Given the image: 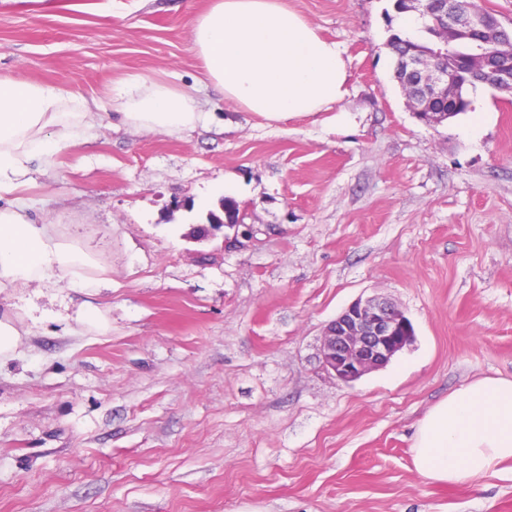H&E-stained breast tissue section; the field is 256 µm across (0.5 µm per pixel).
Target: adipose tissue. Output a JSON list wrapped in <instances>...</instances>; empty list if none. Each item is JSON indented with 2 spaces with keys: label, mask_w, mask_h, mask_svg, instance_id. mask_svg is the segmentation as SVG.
Segmentation results:
<instances>
[{
  "label": "adipose tissue",
  "mask_w": 512,
  "mask_h": 512,
  "mask_svg": "<svg viewBox=\"0 0 512 512\" xmlns=\"http://www.w3.org/2000/svg\"><path fill=\"white\" fill-rule=\"evenodd\" d=\"M195 53L225 100L268 121L328 111L347 93L340 43L323 37L284 0H214L190 20ZM112 102L137 130L172 132L209 121L193 95L132 74ZM81 97L0 75V290L54 273L77 275L94 260L52 225L33 223L19 188L66 146L93 137ZM417 472L435 483L471 482L512 460V379L486 377L433 405L413 438Z\"/></svg>",
  "instance_id": "adipose-tissue-1"
}]
</instances>
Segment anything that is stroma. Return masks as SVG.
Returning a JSON list of instances; mask_svg holds the SVG:
<instances>
[{
    "mask_svg": "<svg viewBox=\"0 0 512 512\" xmlns=\"http://www.w3.org/2000/svg\"><path fill=\"white\" fill-rule=\"evenodd\" d=\"M76 2L0 0V74L103 113L19 194L105 280L0 293L23 330L0 361V512H512L511 462L439 486L411 448L448 392L512 378V96L477 87L426 126L395 77L393 0H288L341 43L348 93L270 123L201 74L190 20L212 0ZM130 74L217 123L124 127L111 91ZM225 196L253 231L231 247L232 229L196 232ZM373 295L415 340L338 382L323 329Z\"/></svg>",
    "mask_w": 512,
    "mask_h": 512,
    "instance_id": "1",
    "label": "stroma"
}]
</instances>
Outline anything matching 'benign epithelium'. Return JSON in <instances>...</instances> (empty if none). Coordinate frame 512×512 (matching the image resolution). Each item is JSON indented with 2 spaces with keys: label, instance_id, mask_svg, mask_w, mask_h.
<instances>
[{
  "label": "benign epithelium",
  "instance_id": "benign-epithelium-1",
  "mask_svg": "<svg viewBox=\"0 0 512 512\" xmlns=\"http://www.w3.org/2000/svg\"><path fill=\"white\" fill-rule=\"evenodd\" d=\"M455 30L472 45L464 60L451 58L441 65L428 55L406 60L416 86L448 93V111L426 112L421 96L406 91L413 114L429 126L439 125L458 107L456 84L464 67L492 88L512 92V31L494 13L472 7L458 16ZM414 339L413 326L397 304L382 297L358 298L325 326L319 360L327 374L349 384L386 367Z\"/></svg>",
  "mask_w": 512,
  "mask_h": 512
}]
</instances>
